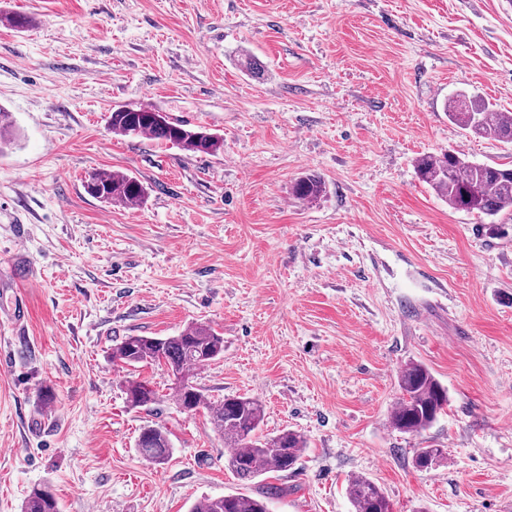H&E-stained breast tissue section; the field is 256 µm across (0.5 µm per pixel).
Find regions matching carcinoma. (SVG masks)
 <instances>
[{
  "mask_svg": "<svg viewBox=\"0 0 512 512\" xmlns=\"http://www.w3.org/2000/svg\"><path fill=\"white\" fill-rule=\"evenodd\" d=\"M448 119L459 128L479 137L512 140V112H500L489 103L461 92L446 106ZM112 132L121 136L147 135L154 140L171 142L192 152L214 154L223 147V139L203 129L193 130L169 120L160 112L145 108H117L111 112ZM416 173L422 182L454 210L494 217L512 211V168L473 163L450 149L439 155L422 154L415 159ZM85 187L102 201L136 205L145 195L134 178L119 172L88 173ZM293 191L302 200H315L324 184L314 177L295 183ZM224 354V337L205 324L191 323L179 334L166 337L128 336L112 348V362L127 370L159 365L177 373L190 390L176 387L179 406L208 413L215 433L230 448L228 469L240 481L251 482L266 472H287L299 463L306 440L302 434L283 429L273 436L259 434L264 406L256 398L236 396L212 402L203 389L191 380L192 371L208 366ZM399 397L390 414L393 429L418 435L433 426L448 407V389L424 365L408 363L398 375ZM127 402L144 407L157 400V392L145 380L129 379L125 384ZM136 448L142 458L155 466L169 461L167 434L156 427L141 430ZM443 457L441 448H417L413 462L418 469H429ZM42 486L30 491L22 512H61L57 498L46 501L39 496ZM353 512H391L389 499L372 480L355 477L348 486ZM189 512H269L267 497L245 493L217 498H202Z\"/></svg>",
  "mask_w": 512,
  "mask_h": 512,
  "instance_id": "carcinoma-1",
  "label": "carcinoma"
}]
</instances>
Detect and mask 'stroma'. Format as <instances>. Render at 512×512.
Listing matches in <instances>:
<instances>
[{
	"instance_id": "obj_1",
	"label": "stroma",
	"mask_w": 512,
	"mask_h": 512,
	"mask_svg": "<svg viewBox=\"0 0 512 512\" xmlns=\"http://www.w3.org/2000/svg\"><path fill=\"white\" fill-rule=\"evenodd\" d=\"M0 512L50 485L62 512H188L271 492L270 512H352L350 479L392 512H512V211L450 209L417 156L448 148L512 167V142L465 134L459 91L512 112V12L499 0H0ZM263 66L253 77L245 56ZM145 107L220 134L207 155L112 134ZM142 203L106 204L87 172ZM314 174L325 191L298 199ZM22 253L32 282L15 285ZM202 323L224 355L194 374L211 401H262V431L307 446L245 485L164 368L113 364L123 338ZM449 405L418 436L388 419L406 362ZM156 404L134 408L128 378ZM55 394L43 403L44 389ZM161 428L170 461L137 451ZM418 448L443 459L421 470ZM85 187L88 193L109 204L136 205L142 202L145 195L143 186L137 180L119 172H90L85 180ZM89 188H93L95 192H90ZM125 394L127 402L132 407H144L154 404L157 392L151 383L145 380L129 379L125 381Z\"/></svg>"
}]
</instances>
